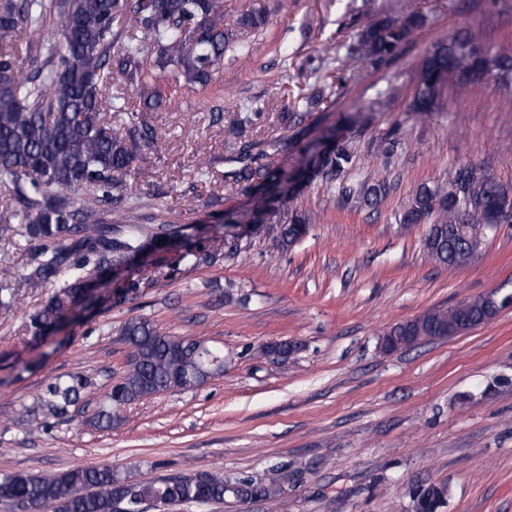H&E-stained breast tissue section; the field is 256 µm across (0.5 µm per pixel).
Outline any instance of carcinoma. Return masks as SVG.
Listing matches in <instances>:
<instances>
[{"instance_id": "carcinoma-1", "label": "carcinoma", "mask_w": 512, "mask_h": 512, "mask_svg": "<svg viewBox=\"0 0 512 512\" xmlns=\"http://www.w3.org/2000/svg\"><path fill=\"white\" fill-rule=\"evenodd\" d=\"M61 20L50 28L54 13ZM424 15L411 7L400 19L384 17L359 34L366 58L383 60L421 27ZM218 0H0V184L13 186L15 208L11 218L21 236L36 243L29 267L20 274L18 287L49 288L44 304L29 315L31 341L41 343L77 307L90 300L96 288L107 283L112 270L145 251L178 244L181 259L207 264L216 255L183 238L172 224L147 226L129 223L122 206L124 185L115 173H130L140 144L161 148L155 127L147 120L164 106L155 91L140 96L138 122L128 137H117L106 125L108 107L124 109L105 98L112 83L145 84L153 71L169 74L187 87L208 85L224 66L230 34L224 32ZM125 33L119 48L112 44L114 26ZM27 44L43 47L47 61L25 75L16 71L15 39L19 31ZM462 46L455 53L440 42L424 57L421 72L438 84L454 81L461 92L468 83L459 74L474 67L467 48L483 45L478 36L454 35ZM489 59L482 66L512 70V50L486 46ZM432 85L419 82L414 109L424 115L433 103ZM255 145L234 148L238 169L232 173L245 189L270 187L281 173L258 162ZM347 145L329 136L327 151L316 156V167L299 174L310 181L319 174L340 175L351 162ZM461 190L476 206L461 213L448 205V197ZM508 188L474 164L448 173V181L422 185L411 196L403 220L430 224L424 241L430 258L454 265L463 254L482 247L494 229L495 202ZM369 204L378 205L386 185L376 181L360 188ZM263 225L281 245L302 239L313 216L288 212V201L266 202L252 219ZM453 307L427 313L422 322L397 324L391 335L411 343L431 335L456 320ZM120 336L133 349L129 369L116 382L92 416L99 427L112 426V413L123 406L169 390L194 389L207 382L213 362L224 358L203 340L175 336L150 321L126 320ZM90 386L87 378L71 375L47 385L42 401L53 415H65ZM446 484L415 490L414 512H425L432 498H440ZM282 489L249 476L226 478L221 472L164 477L144 483L114 474L112 465L74 467L41 475L14 474L0 480V502L12 510L31 503L41 512H142L143 505L244 503L255 498L277 500Z\"/></svg>"}]
</instances>
